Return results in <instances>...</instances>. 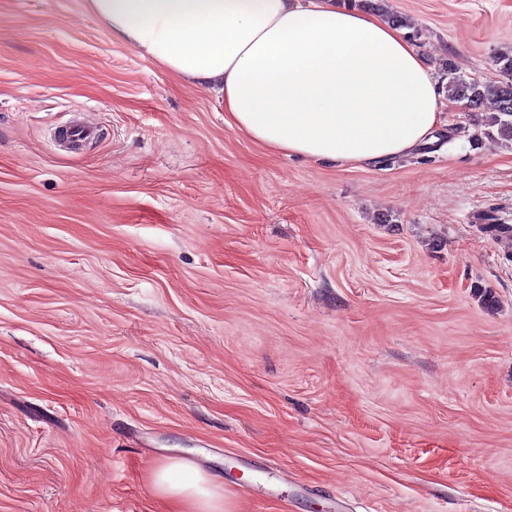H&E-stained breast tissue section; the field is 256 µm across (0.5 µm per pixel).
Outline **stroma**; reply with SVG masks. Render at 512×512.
<instances>
[{"label": "stroma", "mask_w": 512, "mask_h": 512, "mask_svg": "<svg viewBox=\"0 0 512 512\" xmlns=\"http://www.w3.org/2000/svg\"><path fill=\"white\" fill-rule=\"evenodd\" d=\"M87 2L0 0V512H171L169 458L226 512H512V143L456 102L407 157L274 154ZM382 13L500 80L512 0ZM67 138L76 144H88L95 141L100 133V128L82 119L69 120L62 127ZM183 473L174 481V473ZM154 489L176 505L173 512H223L224 481L184 460H172L151 475Z\"/></svg>", "instance_id": "stroma-1"}]
</instances>
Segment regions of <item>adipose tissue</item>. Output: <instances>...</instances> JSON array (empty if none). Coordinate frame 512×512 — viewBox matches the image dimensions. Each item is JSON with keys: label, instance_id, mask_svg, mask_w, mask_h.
<instances>
[{"label": "adipose tissue", "instance_id": "obj_1", "mask_svg": "<svg viewBox=\"0 0 512 512\" xmlns=\"http://www.w3.org/2000/svg\"><path fill=\"white\" fill-rule=\"evenodd\" d=\"M115 40L224 99L270 152L366 165L429 144L443 119L432 67L378 13L337 0H89ZM175 512H224V483L184 460L151 475Z\"/></svg>", "mask_w": 512, "mask_h": 512}]
</instances>
